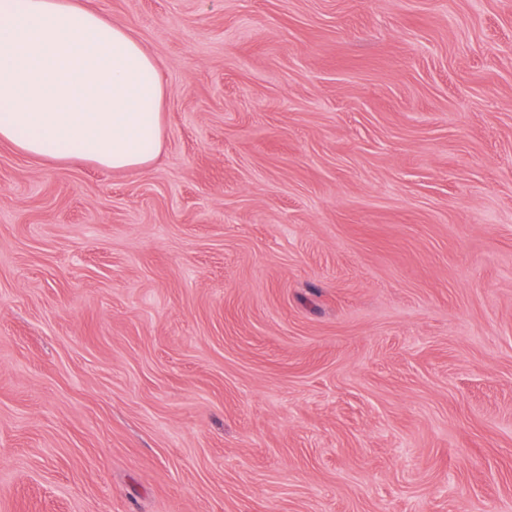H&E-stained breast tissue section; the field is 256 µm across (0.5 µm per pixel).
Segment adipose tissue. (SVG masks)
Returning <instances> with one entry per match:
<instances>
[{
  "mask_svg": "<svg viewBox=\"0 0 512 512\" xmlns=\"http://www.w3.org/2000/svg\"><path fill=\"white\" fill-rule=\"evenodd\" d=\"M156 60L90 0H0V142L48 161L140 171L156 160Z\"/></svg>",
  "mask_w": 512,
  "mask_h": 512,
  "instance_id": "adipose-tissue-1",
  "label": "adipose tissue"
}]
</instances>
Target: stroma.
Returning a JSON list of instances; mask_svg holds the SVG:
<instances>
[{
	"instance_id": "obj_1",
	"label": "stroma",
	"mask_w": 512,
	"mask_h": 512,
	"mask_svg": "<svg viewBox=\"0 0 512 512\" xmlns=\"http://www.w3.org/2000/svg\"><path fill=\"white\" fill-rule=\"evenodd\" d=\"M140 172L0 143V512H512V0H94Z\"/></svg>"
}]
</instances>
